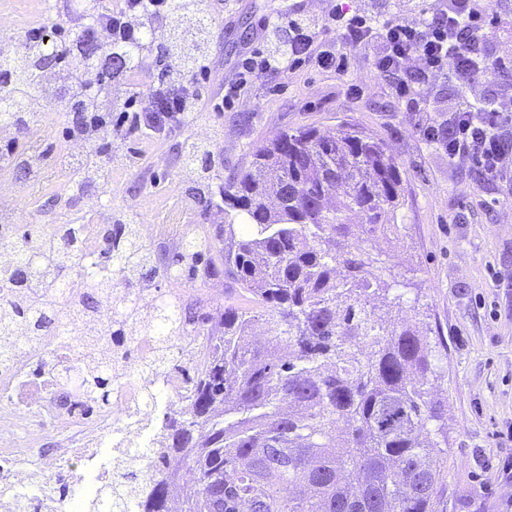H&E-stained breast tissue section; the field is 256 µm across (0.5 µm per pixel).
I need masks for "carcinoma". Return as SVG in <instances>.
<instances>
[{
    "instance_id": "obj_1",
    "label": "carcinoma",
    "mask_w": 512,
    "mask_h": 512,
    "mask_svg": "<svg viewBox=\"0 0 512 512\" xmlns=\"http://www.w3.org/2000/svg\"><path fill=\"white\" fill-rule=\"evenodd\" d=\"M210 27L202 0H177L157 49L190 66L208 54ZM80 71L97 46L66 49ZM49 52L27 48L7 55L0 99L22 108L37 88ZM242 227L224 256L227 272L265 307L274 336L256 343L253 318L236 307L206 317L208 361L193 402L166 419L141 473H119L105 493L112 512L141 498L139 512H444L448 497V402L433 395L434 347L440 340L376 312L388 305L389 284L362 243L398 238L403 172L374 137L354 127L297 129L274 134L250 169L217 188ZM352 214L362 223H349ZM42 231L28 225L31 245L19 257L0 251V356L40 332L65 327L62 309L32 297ZM52 252L50 287L84 288L81 312L93 316L96 296L116 288L177 276L209 250L206 240L163 263L136 225L121 221L86 265L83 229L62 226ZM122 349L142 332L156 336L157 371L189 309L167 303L150 318L115 305ZM117 376L104 362L83 378L98 402L109 401Z\"/></svg>"
}]
</instances>
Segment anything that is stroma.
<instances>
[{"instance_id": "1", "label": "stroma", "mask_w": 512, "mask_h": 512, "mask_svg": "<svg viewBox=\"0 0 512 512\" xmlns=\"http://www.w3.org/2000/svg\"><path fill=\"white\" fill-rule=\"evenodd\" d=\"M53 2L0 0V20L22 33L40 24ZM284 4L317 18L327 2L224 0V13L210 29L209 99L189 115L181 133L114 132L112 177L103 195L116 215L141 203L143 223L161 225L171 237L180 225H196L216 249L181 280L190 287L208 280L224 290L217 304L195 305L196 315L232 305L254 315V333L266 337L271 330L260 305L225 273L205 274L207 266L220 263V247L239 227L225 219L220 197L191 198L184 142L210 146L220 183L245 171L253 153L281 130L346 124L384 142L405 176L399 235L390 244L368 242L367 249L385 263L384 277L400 298L390 316L418 325L448 347L435 355L438 376L431 382L434 395L448 400L447 512H502L512 503V479L500 472L503 461L512 459V185L484 183L469 161H449L426 144L414 114L388 95L364 48L349 51L347 75L308 67L268 73L236 108L216 110L256 20ZM352 83L361 86L360 94L349 95ZM67 109L63 99L42 101L43 135L16 134L20 151H36L44 169L42 181L28 186L21 199L24 223H34L45 203L66 192Z\"/></svg>"}]
</instances>
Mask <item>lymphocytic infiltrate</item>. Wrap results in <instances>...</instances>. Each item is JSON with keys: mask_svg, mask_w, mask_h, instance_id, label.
Instances as JSON below:
<instances>
[{"mask_svg": "<svg viewBox=\"0 0 512 512\" xmlns=\"http://www.w3.org/2000/svg\"><path fill=\"white\" fill-rule=\"evenodd\" d=\"M173 3L123 0L119 12L95 18L84 36L110 50L134 49V67L162 65L177 70V63L149 58L139 49V23L164 24ZM495 21L488 0H433L432 6L420 9L415 22L333 4L315 24L283 9L260 18L258 26L264 34L287 30V42L276 53L261 43L246 48L232 78L224 83L221 105L234 107L251 93L261 75L272 71L306 65L345 72L349 49L368 47L375 72L390 79V93L417 114L416 126L426 143L449 159L471 161L484 182L512 183V57L497 54L488 45L486 28ZM491 71L499 76L498 87L472 95L463 104L448 108L424 95L433 79L451 76L470 86ZM210 74L202 62L188 80L155 81L145 93L148 107L132 117H115L107 109L93 107L83 119L96 129L128 124L158 135L178 131L189 113L198 111Z\"/></svg>", "mask_w": 512, "mask_h": 512, "instance_id": "obj_1", "label": "lymphocytic infiltrate"}]
</instances>
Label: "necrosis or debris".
<instances>
[{"label":"necrosis or debris","instance_id":"necrosis-or-debris-1","mask_svg":"<svg viewBox=\"0 0 512 512\" xmlns=\"http://www.w3.org/2000/svg\"><path fill=\"white\" fill-rule=\"evenodd\" d=\"M114 303L107 296L95 320L70 336L52 333L0 359V512H92L112 482L113 450L138 461L155 441L157 421L189 402L191 378L206 359L200 326L183 324L168 365L148 376L138 364L152 356L154 337H138L129 358L99 333L114 321ZM89 349L120 370L105 406L78 374Z\"/></svg>","mask_w":512,"mask_h":512}]
</instances>
